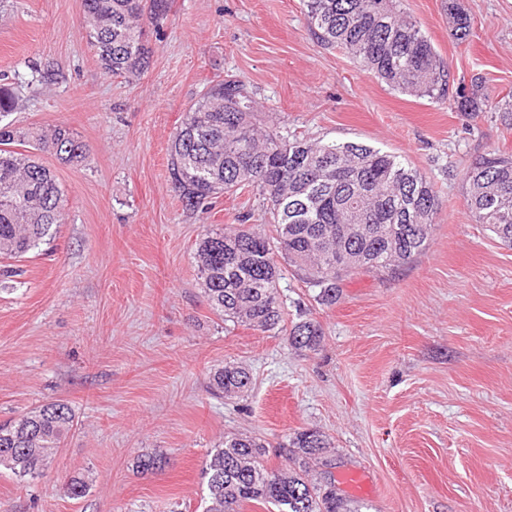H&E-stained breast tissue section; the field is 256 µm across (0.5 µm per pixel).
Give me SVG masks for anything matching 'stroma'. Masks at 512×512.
I'll return each instance as SVG.
<instances>
[{"instance_id": "1", "label": "stroma", "mask_w": 512, "mask_h": 512, "mask_svg": "<svg viewBox=\"0 0 512 512\" xmlns=\"http://www.w3.org/2000/svg\"><path fill=\"white\" fill-rule=\"evenodd\" d=\"M471 35L457 41L448 0H403L455 86L483 78L512 92V0H458ZM83 0H0V74L18 78L15 127L62 123L90 149L79 166L41 162L65 192L66 220L0 290V421L62 401L75 427L42 475L0 474V512H202L201 470L227 433L263 439L273 468L304 429L329 446L311 477L335 483L346 512H512V248L473 223L463 173L477 156L512 154V114L465 112L389 89L310 35L302 0H172L147 25L150 66L105 74L81 27ZM60 66L55 82L32 73ZM243 79L258 117L311 140L405 155L436 191L425 253L398 270L345 279L318 304L294 267L279 292L289 319L323 329L317 350L224 322L194 263L207 229L267 220L254 195L189 211L171 188L168 151L210 81ZM253 376L241 397H214L211 371ZM161 455L156 473L133 466ZM373 491L352 494L345 472ZM82 476L85 496L66 482Z\"/></svg>"}]
</instances>
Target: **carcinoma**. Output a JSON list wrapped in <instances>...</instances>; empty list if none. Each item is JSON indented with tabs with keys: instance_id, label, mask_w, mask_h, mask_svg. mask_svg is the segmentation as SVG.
Listing matches in <instances>:
<instances>
[{
	"instance_id": "cac0c4a2",
	"label": "carcinoma",
	"mask_w": 512,
	"mask_h": 512,
	"mask_svg": "<svg viewBox=\"0 0 512 512\" xmlns=\"http://www.w3.org/2000/svg\"><path fill=\"white\" fill-rule=\"evenodd\" d=\"M304 6L318 42L349 55L391 89L444 103L452 99L470 112H512L511 93L491 104L479 82L468 96L450 92L448 67L402 0H304ZM169 10L170 0H84L83 25L101 69L116 78L141 75L151 54L142 21H157ZM448 15L456 38L467 39L471 20L457 0H448ZM15 109L12 88L1 84L0 118ZM38 151L69 164L87 157L86 145L64 125L20 130L0 123V259L39 248L64 220V193ZM168 169L188 210L245 191L266 200L268 224L206 231L195 262L207 301L224 321L282 333L298 349H317L323 329L314 319L287 322L275 253L318 289L320 304L332 306L346 278L389 272L422 255L437 212L432 183L405 156L273 130L255 118L241 79L208 86L189 107L170 145ZM465 190L472 221L512 246V156L493 151L475 158ZM252 382L242 366H221L210 375L216 396L242 394ZM74 419L68 404L50 402L1 423L0 470L18 481L38 476ZM327 445L316 429L295 433L292 466L280 470L268 467L261 438L224 437L202 468L203 512H242L251 502L271 504L277 512H343L334 484L309 480L311 464ZM134 466L153 472L164 460L145 450Z\"/></svg>"
}]
</instances>
